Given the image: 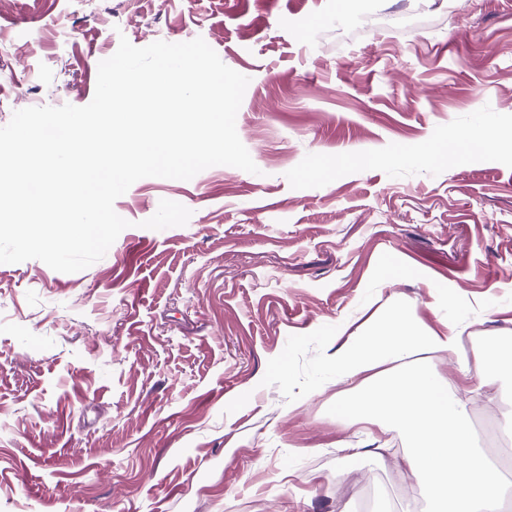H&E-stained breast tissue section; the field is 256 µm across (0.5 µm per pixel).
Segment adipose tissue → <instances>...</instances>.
Masks as SVG:
<instances>
[{
    "instance_id": "ef3b65f1",
    "label": "adipose tissue",
    "mask_w": 512,
    "mask_h": 512,
    "mask_svg": "<svg viewBox=\"0 0 512 512\" xmlns=\"http://www.w3.org/2000/svg\"><path fill=\"white\" fill-rule=\"evenodd\" d=\"M438 352L469 366L453 328L427 331L392 311L381 327L337 351L333 363L340 377L360 389L354 401L338 404L337 413L353 421L375 408L402 427L415 444L405 461L421 478L433 512H500L502 477L475 440L460 388L424 362L426 354Z\"/></svg>"
}]
</instances>
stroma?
<instances>
[{
	"mask_svg": "<svg viewBox=\"0 0 512 512\" xmlns=\"http://www.w3.org/2000/svg\"><path fill=\"white\" fill-rule=\"evenodd\" d=\"M123 37L249 77L258 171L136 181L80 272L0 263V512H428L329 358L395 307L512 347V0H0V127L89 104ZM468 411L512 420L511 366ZM499 143L500 139L498 137L490 136L485 131L476 129L472 131L462 143L453 144L454 149L451 151V154L453 160H455L462 151L469 149H490L499 145Z\"/></svg>",
	"mask_w": 512,
	"mask_h": 512,
	"instance_id": "35a3bbf8",
	"label": "stroma"
}]
</instances>
